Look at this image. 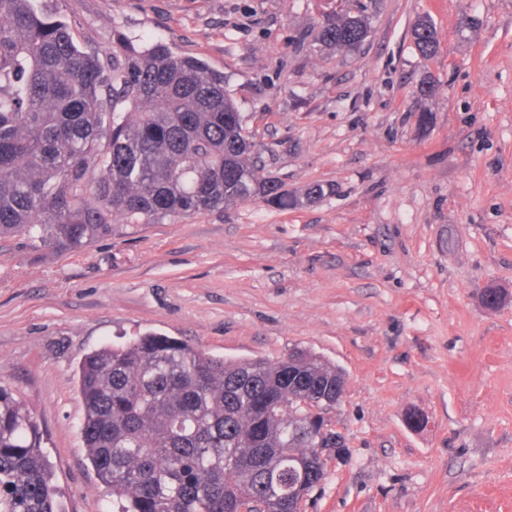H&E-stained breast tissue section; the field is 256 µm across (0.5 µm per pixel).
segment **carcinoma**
<instances>
[{
	"label": "carcinoma",
	"instance_id": "1",
	"mask_svg": "<svg viewBox=\"0 0 512 512\" xmlns=\"http://www.w3.org/2000/svg\"><path fill=\"white\" fill-rule=\"evenodd\" d=\"M368 6L335 14L315 41L354 53ZM436 56L433 24L412 29ZM254 143L224 73L160 41L112 32L85 50L35 0H0V238L81 250L112 218L155 224L260 198L298 200L257 175ZM346 374L309 352L226 360L155 333L87 353L78 371L87 458L117 512H290L324 480L321 433ZM32 412L0 385V512H58Z\"/></svg>",
	"mask_w": 512,
	"mask_h": 512
}]
</instances>
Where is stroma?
<instances>
[{"label": "stroma", "mask_w": 512, "mask_h": 512, "mask_svg": "<svg viewBox=\"0 0 512 512\" xmlns=\"http://www.w3.org/2000/svg\"><path fill=\"white\" fill-rule=\"evenodd\" d=\"M53 6L87 48L117 29L224 72L262 176L302 200L117 217L80 251L0 239V385L40 426L61 512H112L78 366L147 332L345 371L330 415L345 453L304 512H512V0H377L347 55L314 41L326 0ZM422 18L431 59L411 35ZM412 38L418 51L426 58L436 56L439 46L437 31L433 24L427 20H420L412 29Z\"/></svg>", "instance_id": "35a3bbf8"}]
</instances>
